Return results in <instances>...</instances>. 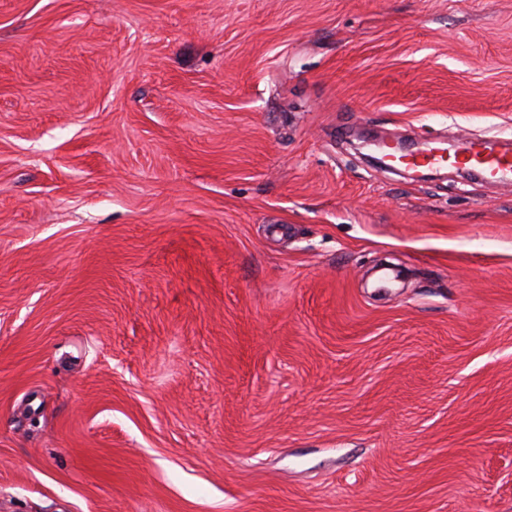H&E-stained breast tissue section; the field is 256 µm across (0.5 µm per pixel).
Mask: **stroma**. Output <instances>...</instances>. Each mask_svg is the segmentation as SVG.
Segmentation results:
<instances>
[{"mask_svg":"<svg viewBox=\"0 0 512 512\" xmlns=\"http://www.w3.org/2000/svg\"><path fill=\"white\" fill-rule=\"evenodd\" d=\"M512 0H0V512H512ZM455 160L464 168L476 165L483 176L491 181H512V152L489 137L483 141L462 140L454 149Z\"/></svg>","mask_w":512,"mask_h":512,"instance_id":"stroma-1","label":"stroma"}]
</instances>
